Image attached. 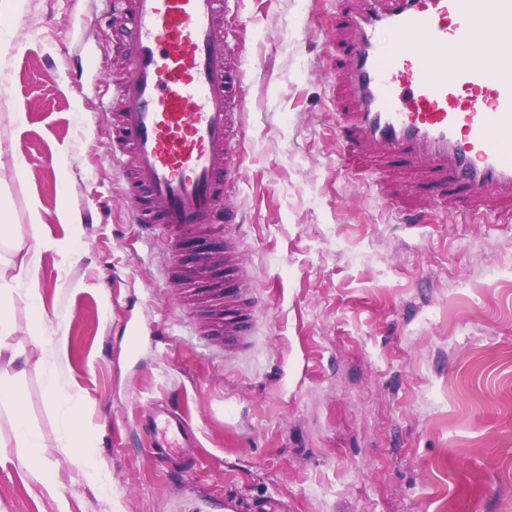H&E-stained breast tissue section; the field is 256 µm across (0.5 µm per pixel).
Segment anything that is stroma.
Wrapping results in <instances>:
<instances>
[{"mask_svg": "<svg viewBox=\"0 0 512 512\" xmlns=\"http://www.w3.org/2000/svg\"><path fill=\"white\" fill-rule=\"evenodd\" d=\"M340 7L238 0L226 19L247 23L233 43L247 95L232 199L261 299L239 354L209 332L216 301L168 282L163 236L144 239L126 210L104 132L105 5L26 0L0 27V202L38 250L44 321L65 329L67 358L32 335L23 281L9 343L29 357L22 411L70 512H252L270 499L288 512H512V205L444 206L380 155L343 156ZM128 323L143 327L134 349ZM75 394L107 496L56 452L59 403ZM164 400L196 433L198 466L182 477L132 444ZM56 510L1 451L0 512Z\"/></svg>", "mask_w": 512, "mask_h": 512, "instance_id": "obj_1", "label": "stroma"}]
</instances>
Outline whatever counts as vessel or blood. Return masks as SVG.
Listing matches in <instances>:
<instances>
[{
  "label": "vessel or blood",
  "instance_id": "vessel-or-blood-1",
  "mask_svg": "<svg viewBox=\"0 0 512 512\" xmlns=\"http://www.w3.org/2000/svg\"><path fill=\"white\" fill-rule=\"evenodd\" d=\"M232 0H112L128 69L113 89L105 128L135 222L163 227L164 268L177 264L198 229L224 220L234 245L243 222L230 204L240 179L230 135L245 102L240 55L224 18ZM345 51L340 82L354 110L343 147L380 150L423 168L441 197L491 193L512 199V0H361L336 18ZM224 269V345H248L258 296L233 260L203 251L195 275ZM141 434L157 455L192 447L194 430L156 407Z\"/></svg>",
  "mask_w": 512,
  "mask_h": 512
}]
</instances>
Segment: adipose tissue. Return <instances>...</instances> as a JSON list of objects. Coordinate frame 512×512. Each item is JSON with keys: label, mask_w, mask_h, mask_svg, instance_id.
Wrapping results in <instances>:
<instances>
[{"label": "adipose tissue", "mask_w": 512, "mask_h": 512, "mask_svg": "<svg viewBox=\"0 0 512 512\" xmlns=\"http://www.w3.org/2000/svg\"><path fill=\"white\" fill-rule=\"evenodd\" d=\"M21 391L10 379L0 376V407L11 412V444L17 455L27 463L30 479L37 484L42 492L56 498L58 512H68V504L62 498L57 486L48 476L42 464V441L38 431L33 428L19 410ZM65 426L59 453L69 465L83 474L100 492H109L110 486L105 475L90 461L82 448L88 433L78 422L76 415L79 407L78 399L63 401Z\"/></svg>", "instance_id": "ef3b65f1"}]
</instances>
